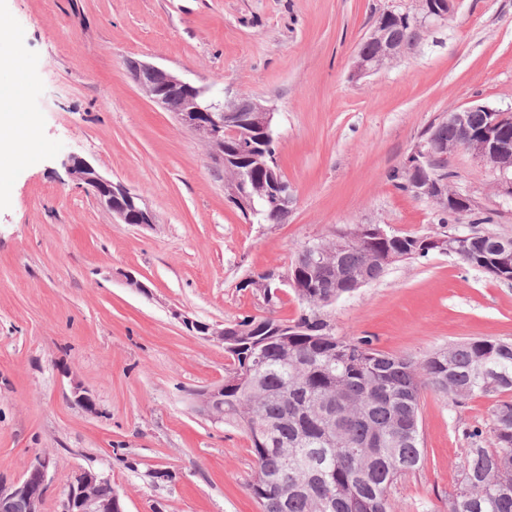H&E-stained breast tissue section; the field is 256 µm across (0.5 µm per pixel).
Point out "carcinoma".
<instances>
[{
  "label": "carcinoma",
  "instance_id": "1",
  "mask_svg": "<svg viewBox=\"0 0 512 512\" xmlns=\"http://www.w3.org/2000/svg\"><path fill=\"white\" fill-rule=\"evenodd\" d=\"M389 24L401 37H418L408 15H392ZM241 168L257 210L252 220L279 223L280 213L265 200L271 186L265 157L244 158ZM417 242L390 234L339 251L336 298L357 290L349 274L370 283L385 274L374 254L413 259L421 256ZM448 242L461 261L498 278L497 258L512 250V241L490 235ZM314 258L303 247L294 265L293 291L304 307L288 344L269 337L226 350L224 422L248 433L257 470L247 490L262 512H394L392 484L424 461L422 395L431 391L460 403L512 393V343L471 339L415 359L378 351L367 338L337 337L316 315L327 307L328 289L315 274ZM278 322L272 315L247 316L238 325L260 336ZM468 437L472 447L448 512H512V401L494 406L489 446L479 430Z\"/></svg>",
  "mask_w": 512,
  "mask_h": 512
}]
</instances>
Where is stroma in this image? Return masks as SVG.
<instances>
[{"label": "stroma", "instance_id": "35a3bbf8", "mask_svg": "<svg viewBox=\"0 0 512 512\" xmlns=\"http://www.w3.org/2000/svg\"><path fill=\"white\" fill-rule=\"evenodd\" d=\"M417 0H0L26 80L15 104L40 131L31 162L0 196V485L51 454L42 512H60L70 475L108 476L125 512H260L247 490L251 442L195 408L222 385L223 347L177 312L210 324L275 309L246 284L284 274L308 241L355 224L417 237L465 234L472 216L512 238V201L468 152L451 182L472 216L439 223L389 172L440 113L512 107V0H457L419 29L394 65L355 80V54L384 12ZM274 111L279 166L294 197L279 224L246 223L224 197V171L199 137L151 100L132 63ZM137 194L154 216L124 224L73 180L68 155ZM137 286H130L128 277ZM336 336L365 337L420 358L474 338L512 340V282L456 256L397 262L377 282L325 308ZM80 382L96 404L73 402ZM494 399L421 402L423 466L391 489L396 512H448L467 431L490 430ZM158 470L167 479L155 478Z\"/></svg>", "mask_w": 512, "mask_h": 512}]
</instances>
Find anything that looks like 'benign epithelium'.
Wrapping results in <instances>:
<instances>
[{
	"mask_svg": "<svg viewBox=\"0 0 512 512\" xmlns=\"http://www.w3.org/2000/svg\"><path fill=\"white\" fill-rule=\"evenodd\" d=\"M420 14L415 16L416 25L426 22H444L454 11V0H419ZM365 43L374 47V53L367 55L358 50L352 77L361 78L374 73L397 61L414 43L407 42L392 34L387 20L381 19L371 30ZM140 88L155 102L170 109L172 100L177 98L180 105L174 111L179 122L194 131L209 147L213 156L224 160V167L250 155L255 149L258 136L268 133L273 113L256 100L240 97L226 102L218 95H207V90L197 87L159 67L142 64L134 73ZM484 113L483 125L477 129L469 124V113ZM438 122L457 130L459 137L450 144L443 145L430 135L418 141L406 160L404 170L411 176L412 194L427 200L437 210L455 208L465 212L471 208L469 198L458 191L447 177L434 171V160L441 156L449 158L463 150L490 167L495 175L497 190L512 199V109L502 110L486 104H474L443 114ZM240 136L236 149L237 157L224 158V135ZM71 177L86 184L98 203L112 212L125 224L146 226L154 223L152 213L141 205L138 195L123 184L114 183L103 177L91 164L72 158L68 165ZM246 181L244 172L224 184L227 200L250 215L256 212L254 202L242 187ZM268 201L284 212H289L293 201L288 185L275 174ZM176 317L186 329L199 336H205L218 343L225 337L238 339L246 337L244 329L216 325L198 321L181 312ZM199 412L214 421L224 420V386L220 385L196 393ZM55 466L54 459L47 455L39 456L26 470L24 476L10 484L0 486V512H16L19 507L27 512H42V504L47 489V474ZM110 483V479L92 470H83L71 477L66 497L62 502V512H124L120 497L113 492L104 497L99 487Z\"/></svg>",
	"mask_w": 512,
	"mask_h": 512,
	"instance_id": "1",
	"label": "benign epithelium"
}]
</instances>
